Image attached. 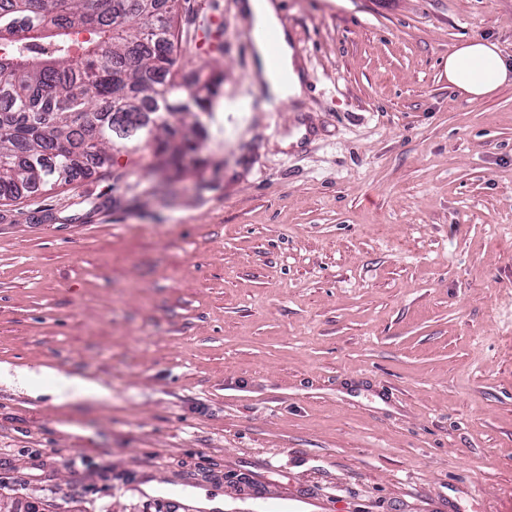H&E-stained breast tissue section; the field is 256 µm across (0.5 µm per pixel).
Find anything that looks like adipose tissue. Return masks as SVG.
<instances>
[{
	"instance_id": "adipose-tissue-1",
	"label": "adipose tissue",
	"mask_w": 512,
	"mask_h": 512,
	"mask_svg": "<svg viewBox=\"0 0 512 512\" xmlns=\"http://www.w3.org/2000/svg\"><path fill=\"white\" fill-rule=\"evenodd\" d=\"M242 9L249 15L255 32L275 29L280 37V57L270 65L262 39H255V69L262 79L257 88L277 103L296 99L303 94V77L294 63V50L287 31L282 30L272 0H245ZM512 79V63L501 55L496 44L482 40L453 47L448 53V82L468 101L477 102L491 97Z\"/></svg>"
}]
</instances>
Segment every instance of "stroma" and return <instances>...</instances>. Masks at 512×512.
<instances>
[{
	"label": "stroma",
	"instance_id": "obj_1",
	"mask_svg": "<svg viewBox=\"0 0 512 512\" xmlns=\"http://www.w3.org/2000/svg\"><path fill=\"white\" fill-rule=\"evenodd\" d=\"M241 0H179L201 149L0 200V499L44 512H512V0H276L302 97L264 108ZM109 396L59 405L55 374ZM511 73L512 63L492 42H465L448 52V83L469 102L491 97L508 82Z\"/></svg>",
	"mask_w": 512,
	"mask_h": 512
}]
</instances>
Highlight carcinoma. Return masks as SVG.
Here are the masks:
<instances>
[{"label": "carcinoma", "instance_id": "1", "mask_svg": "<svg viewBox=\"0 0 512 512\" xmlns=\"http://www.w3.org/2000/svg\"><path fill=\"white\" fill-rule=\"evenodd\" d=\"M177 0H0V199L66 185L112 159V133L142 140L143 112H179L149 149L180 170L199 148L189 119L220 79L181 84Z\"/></svg>", "mask_w": 512, "mask_h": 512}]
</instances>
